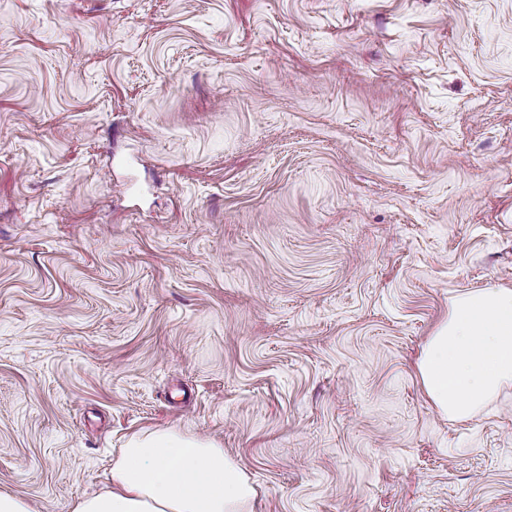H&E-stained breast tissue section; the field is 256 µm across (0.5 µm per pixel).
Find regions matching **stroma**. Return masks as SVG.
Wrapping results in <instances>:
<instances>
[{"mask_svg":"<svg viewBox=\"0 0 512 512\" xmlns=\"http://www.w3.org/2000/svg\"><path fill=\"white\" fill-rule=\"evenodd\" d=\"M512 288V0H0V493L130 437L253 512H512V389L438 414L450 299Z\"/></svg>","mask_w":512,"mask_h":512,"instance_id":"stroma-1","label":"stroma"}]
</instances>
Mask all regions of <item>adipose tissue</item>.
<instances>
[{
	"label": "adipose tissue",
	"mask_w": 512,
	"mask_h": 512,
	"mask_svg": "<svg viewBox=\"0 0 512 512\" xmlns=\"http://www.w3.org/2000/svg\"><path fill=\"white\" fill-rule=\"evenodd\" d=\"M417 371L443 417L466 420L493 404L512 386V289L454 296ZM112 485L74 512H252L256 495L219 444L172 431L133 437L112 468Z\"/></svg>",
	"instance_id": "obj_1"
}]
</instances>
